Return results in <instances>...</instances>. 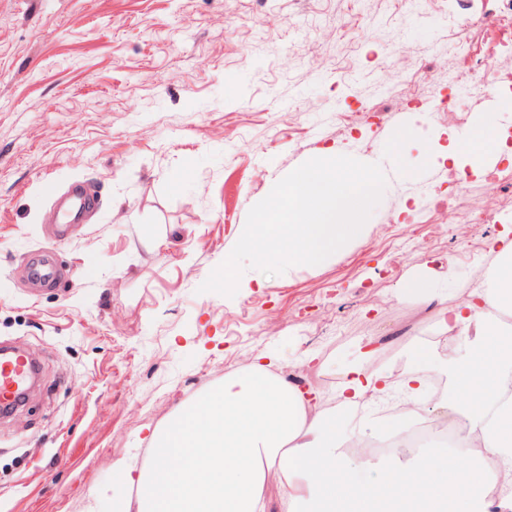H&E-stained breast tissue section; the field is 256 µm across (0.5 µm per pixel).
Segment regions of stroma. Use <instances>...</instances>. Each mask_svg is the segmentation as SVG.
I'll return each instance as SVG.
<instances>
[{
  "label": "stroma",
  "mask_w": 512,
  "mask_h": 512,
  "mask_svg": "<svg viewBox=\"0 0 512 512\" xmlns=\"http://www.w3.org/2000/svg\"><path fill=\"white\" fill-rule=\"evenodd\" d=\"M489 0H0V343L35 354L31 400L0 418V512H111L113 466L144 460L177 407L256 357L336 399L366 344L371 368L428 362L443 302L486 278L512 239V193L435 159L393 180L370 231L321 267L245 269L234 296L200 292L250 208L322 150L411 155L493 115L512 153V92L458 80L480 55L512 76V40L461 28ZM464 107L448 117L444 97ZM99 198L49 233L53 195ZM497 211L470 224V211ZM69 275L28 281L37 251ZM426 291L409 296L408 279ZM262 278L263 287L253 286Z\"/></svg>",
  "instance_id": "obj_1"
}]
</instances>
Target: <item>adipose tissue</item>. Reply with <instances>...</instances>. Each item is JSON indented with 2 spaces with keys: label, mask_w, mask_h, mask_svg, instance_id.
<instances>
[{
  "label": "adipose tissue",
  "mask_w": 512,
  "mask_h": 512,
  "mask_svg": "<svg viewBox=\"0 0 512 512\" xmlns=\"http://www.w3.org/2000/svg\"><path fill=\"white\" fill-rule=\"evenodd\" d=\"M409 139L402 131L392 146L402 180L438 153L460 175L501 155L498 130L486 123L414 162L406 157ZM496 257L485 287L440 312L443 331L464 338L468 350L467 358L444 361L449 387L466 376L477 380L465 397L452 392L439 406L445 420L466 421L465 450L438 447L407 464L350 461L336 416L278 374L273 362L260 361L182 404L154 432L142 465L115 464L118 481L136 491L122 512H512V339L501 342L496 322L497 313H512V242L503 241ZM492 338L500 341L493 353ZM389 379L378 370H351L340 408L374 404ZM272 473L283 488L275 504L266 490ZM492 474L507 487L496 497L488 487ZM157 482L165 484L164 495L150 493Z\"/></svg>",
  "instance_id": "1"
}]
</instances>
